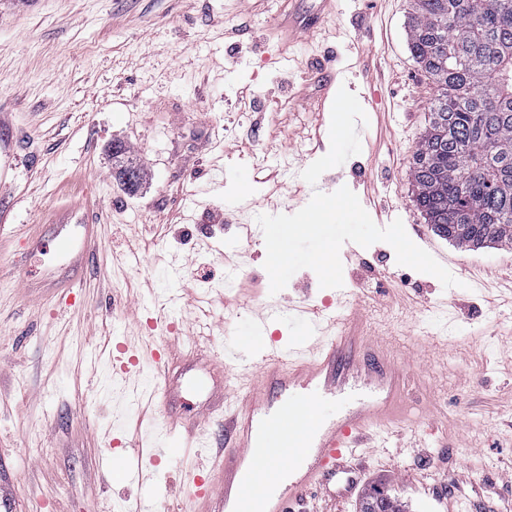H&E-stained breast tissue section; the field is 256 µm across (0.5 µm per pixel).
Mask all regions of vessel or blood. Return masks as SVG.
<instances>
[{
    "mask_svg": "<svg viewBox=\"0 0 512 512\" xmlns=\"http://www.w3.org/2000/svg\"><path fill=\"white\" fill-rule=\"evenodd\" d=\"M335 8V0H320L318 12L303 19L297 34L313 33ZM78 229L75 235H56L63 253L90 248L87 225ZM310 313L323 324L321 336L296 338L285 349L272 342L235 363L217 355L210 372L194 371L189 362L173 369L172 353L152 342L139 355L116 345L113 362L123 374L139 373L146 362L153 367V415L163 419L171 439L169 446L154 449L153 460L177 456L208 420L207 408L195 407L192 396L220 403L225 388L243 394V405L225 408L218 420L219 482L203 473L192 478L193 512H287L313 486L345 471L348 456L372 432L399 422L406 366L376 349L361 323L348 315L319 307ZM296 408L310 412L313 423L293 435L290 418ZM120 445L116 439L103 449L106 468L148 485L147 471L130 465Z\"/></svg>",
    "mask_w": 512,
    "mask_h": 512,
    "instance_id": "obj_1",
    "label": "vessel or blood"
}]
</instances>
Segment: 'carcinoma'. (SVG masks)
Returning <instances> with one entry per match:
<instances>
[{
	"label": "carcinoma",
	"mask_w": 512,
	"mask_h": 512,
	"mask_svg": "<svg viewBox=\"0 0 512 512\" xmlns=\"http://www.w3.org/2000/svg\"><path fill=\"white\" fill-rule=\"evenodd\" d=\"M411 55L437 95L414 152L417 209L464 248L512 246V0H414ZM117 171L138 169L122 143ZM361 512H404L380 492Z\"/></svg>",
	"instance_id": "obj_1"
}]
</instances>
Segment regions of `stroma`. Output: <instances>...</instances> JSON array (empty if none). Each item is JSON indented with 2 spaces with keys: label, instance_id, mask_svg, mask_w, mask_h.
<instances>
[{
  "label": "stroma",
  "instance_id": "35a3bbf8",
  "mask_svg": "<svg viewBox=\"0 0 512 512\" xmlns=\"http://www.w3.org/2000/svg\"><path fill=\"white\" fill-rule=\"evenodd\" d=\"M317 7L0 0V512H140L141 489L100 469L114 435L135 441L158 512L187 498L209 437L153 463L164 426L134 416L150 379L115 374L110 351L170 339L196 292L282 305L263 331L214 326L199 358L306 335L290 311L305 300L353 315L408 368L413 418L305 512H359L377 488L405 512H512V247H458L414 205L436 87L408 48L412 0H339L288 64L285 25ZM324 57L345 70L333 96L363 111L324 109ZM116 140L144 171L136 193L112 173ZM66 215L92 239L69 297L38 285L54 252L26 247ZM270 218L293 257L280 270ZM340 239L365 266L315 261Z\"/></svg>",
  "mask_w": 512,
  "mask_h": 512
}]
</instances>
